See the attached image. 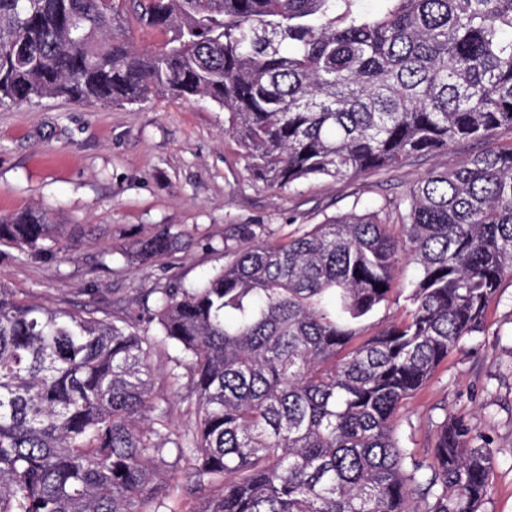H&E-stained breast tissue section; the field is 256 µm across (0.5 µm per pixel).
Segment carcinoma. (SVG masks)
I'll return each instance as SVG.
<instances>
[{"instance_id": "obj_1", "label": "carcinoma", "mask_w": 512, "mask_h": 512, "mask_svg": "<svg viewBox=\"0 0 512 512\" xmlns=\"http://www.w3.org/2000/svg\"><path fill=\"white\" fill-rule=\"evenodd\" d=\"M0 0V106L155 95L224 110L252 178L282 189L397 169L512 130V0ZM162 35L136 49L132 23ZM395 217L404 235L387 233ZM78 225L0 215V244L54 255ZM202 282L153 290L151 321L40 301L0 282V512H481L491 456L455 420L426 463L397 416L512 278V145L432 171L378 210L258 240ZM180 237L137 241L127 262ZM418 270L403 319L357 339ZM181 357L164 370L157 353ZM186 393L174 391L185 377ZM191 425L163 433L169 395Z\"/></svg>"}]
</instances>
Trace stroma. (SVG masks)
I'll use <instances>...</instances> for the list:
<instances>
[{
    "mask_svg": "<svg viewBox=\"0 0 512 512\" xmlns=\"http://www.w3.org/2000/svg\"><path fill=\"white\" fill-rule=\"evenodd\" d=\"M462 141L410 158L394 171L354 179L310 177L271 190L253 180L224 135V114L210 106L156 98L120 106L45 98L0 107V214L48 212L55 223L83 226L79 242L62 239L55 257L36 259L0 246V278L17 291L81 307L120 300L119 316L151 322L153 288L194 284L230 262L259 225L281 241L327 218L367 214L383 197L408 194L429 170H453L479 151ZM182 234L173 256L131 265L124 252L159 229ZM416 277L400 263L388 304L371 327L399 320ZM475 426L491 452L483 512H512V280L490 305L482 333L464 337L433 377L400 410L397 433L418 458L432 456L445 420Z\"/></svg>",
    "mask_w": 512,
    "mask_h": 512,
    "instance_id": "stroma-1",
    "label": "stroma"
}]
</instances>
